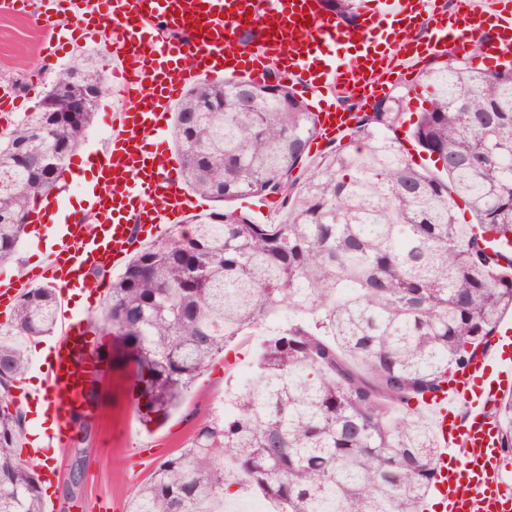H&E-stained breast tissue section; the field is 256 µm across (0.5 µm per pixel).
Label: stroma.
<instances>
[{
  "label": "stroma",
  "instance_id": "1",
  "mask_svg": "<svg viewBox=\"0 0 512 512\" xmlns=\"http://www.w3.org/2000/svg\"><path fill=\"white\" fill-rule=\"evenodd\" d=\"M102 44L97 37L81 38L59 45L49 57L33 18L0 12V87L15 88L19 97L14 111L0 118V127L37 111L51 85ZM123 106L120 83L111 81L96 104L94 121L79 150L81 156L93 158L97 150L106 146V130L111 126L112 115ZM51 234V228L42 224L25 232L13 257L0 262V275L11 276L41 265ZM90 337L92 341L104 342L109 369L89 396V410L84 418L92 427L90 435L84 438L79 432H72L68 442L55 452L61 465L51 492L56 512H99L102 502L109 505L110 512H126L129 501L149 475L146 466L136 464L132 447L142 442L152 444L159 458L182 448L210 419L225 393L234 388L238 368L251 366L255 340L249 336L236 346L235 365L220 362L202 374L182 407L168 420L146 426L135 409L130 349L100 321L92 323ZM78 444L85 448L80 461L73 451Z\"/></svg>",
  "mask_w": 512,
  "mask_h": 512
}]
</instances>
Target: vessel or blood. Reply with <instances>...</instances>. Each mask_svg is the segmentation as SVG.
<instances>
[{"label": "vessel or blood", "mask_w": 512, "mask_h": 512, "mask_svg": "<svg viewBox=\"0 0 512 512\" xmlns=\"http://www.w3.org/2000/svg\"><path fill=\"white\" fill-rule=\"evenodd\" d=\"M0 0V10L36 17L44 44L92 32L103 38L115 62L114 78L131 104L112 116V138L97 154L103 190L91 211L95 228L80 220L60 225L42 265L59 289V329L46 345L48 372L32 401L52 420L41 441L29 443L33 459L47 457L71 432L70 414L104 362L88 337L90 309L71 303L72 291L106 293L105 280L148 237L168 232L176 215L194 201L181 186L178 167L165 153L138 141L141 131L166 132L171 107L188 83L205 77L248 76L289 83L305 95L352 89L367 100L384 94L381 75L407 78L420 63L446 50L465 52L481 39L492 62L512 65V0H459L456 9L424 17L425 0H372L360 22L346 24L320 13L317 0ZM417 19L420 48L383 45L387 28ZM254 30V46L241 43ZM355 49L353 62L328 63V55ZM347 110L317 114L319 142L352 128ZM36 275L0 279V304L9 305ZM512 391V320L501 322L493 344L455 374L453 382L424 403L441 448L434 487L440 512H512V475L498 467L500 430L493 414Z\"/></svg>", "instance_id": "1"}]
</instances>
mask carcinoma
<instances>
[{
	"instance_id": "carcinoma-1",
	"label": "carcinoma",
	"mask_w": 512,
	"mask_h": 512,
	"mask_svg": "<svg viewBox=\"0 0 512 512\" xmlns=\"http://www.w3.org/2000/svg\"><path fill=\"white\" fill-rule=\"evenodd\" d=\"M320 2L345 23L359 17L357 0ZM103 65L81 66V82L105 84ZM417 83L431 88L409 130L424 164L398 134L401 93L308 166L317 117L291 87L226 78L179 101L184 182L217 202L253 197L283 219L194 215L190 236L154 241L112 280L101 319L135 352L146 425L177 409L231 345L260 337L234 411L163 458L127 512H223L240 493L273 512H420L439 443L417 404L487 349L512 309V255L499 250L512 243V68L451 56ZM94 116L93 105L38 111L0 134V261ZM57 306L53 289H27L12 329L53 333ZM27 368L0 341V512H44L42 485L16 452L23 419L10 388ZM495 416L512 452V397Z\"/></svg>"
}]
</instances>
